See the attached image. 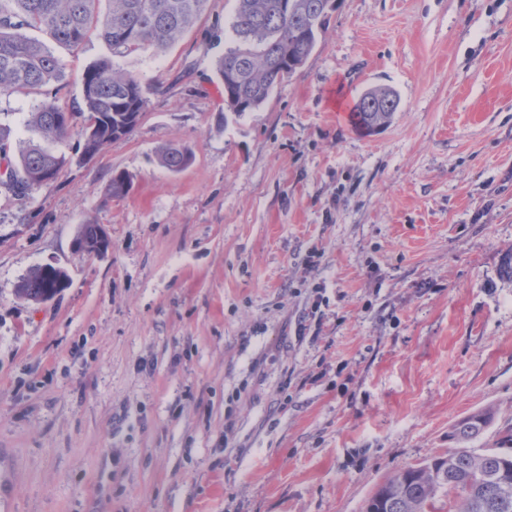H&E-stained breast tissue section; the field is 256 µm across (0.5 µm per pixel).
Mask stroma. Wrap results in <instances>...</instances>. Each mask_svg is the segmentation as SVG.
Masks as SVG:
<instances>
[{"mask_svg":"<svg viewBox=\"0 0 512 512\" xmlns=\"http://www.w3.org/2000/svg\"><path fill=\"white\" fill-rule=\"evenodd\" d=\"M233 9L116 58L147 89L132 135L88 163L70 135L57 180L0 192V512H362L457 419L495 409L480 448L512 427V0H341L240 116L215 71ZM53 52L62 81L0 101L9 156L110 50ZM378 85L400 105L368 134ZM85 224L106 256L74 250ZM44 264L69 287L18 298ZM398 106L399 100L392 90L384 87L372 88L354 105L356 123L368 132L379 131L391 123ZM193 153L186 146H173L167 148L162 154L163 165L172 172H180L192 161ZM101 229L102 231L100 230L99 224H85L81 226L76 237V241L87 247L89 251L97 250L102 242V238L105 239L106 242L101 245L99 250L92 253V255L96 257H103L107 255L111 247L110 240L105 230L102 227Z\"/></svg>","mask_w":512,"mask_h":512,"instance_id":"35a3bbf8","label":"stroma"}]
</instances>
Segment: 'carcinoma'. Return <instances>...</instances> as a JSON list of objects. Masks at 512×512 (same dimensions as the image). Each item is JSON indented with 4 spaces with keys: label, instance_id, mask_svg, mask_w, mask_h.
<instances>
[{
    "label": "carcinoma",
    "instance_id": "1",
    "mask_svg": "<svg viewBox=\"0 0 512 512\" xmlns=\"http://www.w3.org/2000/svg\"><path fill=\"white\" fill-rule=\"evenodd\" d=\"M96 2L0 0V98L41 88L63 76L60 60L28 35L31 30H45L57 44L71 49L95 32L112 51V57L95 62L83 77L78 114L88 125L79 128L82 162L106 144L131 135L147 103L141 79L116 67L113 58L170 47L193 26L207 0H109L111 8L103 16L96 11ZM337 6L336 0H235L224 26V54L215 62L225 108L238 114L260 108L277 85L305 64ZM398 106L392 90L372 88L354 105L356 123L376 132L391 123ZM62 116L53 101L29 114L27 127L37 139L19 142L9 180L0 179L1 190L20 197L35 185L36 175H59L66 157L49 145L72 132ZM192 159L186 146L169 147L162 154L163 165L172 172L182 171ZM131 186L128 174L114 172L109 193L120 198ZM76 241L90 251L98 249L100 225H82ZM68 285L64 268L39 266L19 281L16 294L41 303ZM493 420L494 413L487 408L455 422L448 430V452L387 477L369 498L365 512H512V430L494 448L471 447Z\"/></svg>",
    "mask_w": 512,
    "mask_h": 512
}]
</instances>
